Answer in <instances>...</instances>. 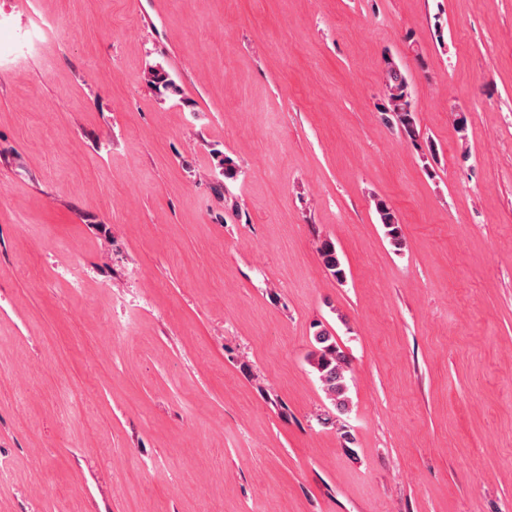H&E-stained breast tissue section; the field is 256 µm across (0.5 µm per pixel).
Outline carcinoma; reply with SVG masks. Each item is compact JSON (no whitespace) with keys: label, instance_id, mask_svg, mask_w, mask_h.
I'll return each instance as SVG.
<instances>
[{"label":"carcinoma","instance_id":"obj_1","mask_svg":"<svg viewBox=\"0 0 512 512\" xmlns=\"http://www.w3.org/2000/svg\"><path fill=\"white\" fill-rule=\"evenodd\" d=\"M383 84L384 95L379 110L385 124L399 135L412 142L416 141L419 132L413 116L410 83L400 66L389 57L385 58ZM375 210L391 244L396 247L401 246V224L394 210L381 198L375 200ZM320 254L329 273L337 281H343L346 278V271L334 246L328 242L322 243ZM315 341L320 345V354L315 363L319 379L336 410L343 411L348 406L345 356L329 331H318Z\"/></svg>","mask_w":512,"mask_h":512}]
</instances>
